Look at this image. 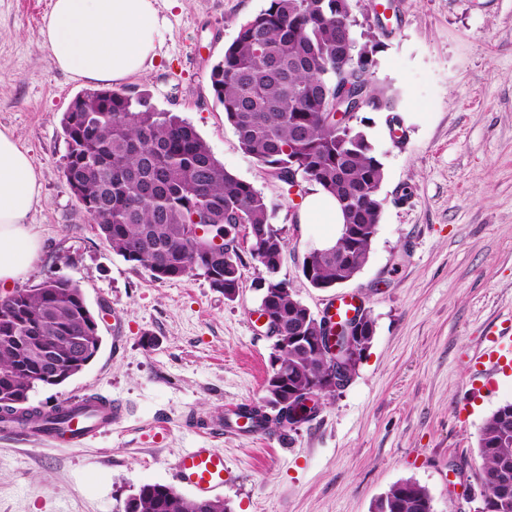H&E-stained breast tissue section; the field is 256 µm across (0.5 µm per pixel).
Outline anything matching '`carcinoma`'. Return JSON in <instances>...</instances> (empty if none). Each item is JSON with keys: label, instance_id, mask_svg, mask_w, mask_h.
I'll return each instance as SVG.
<instances>
[{"label": "carcinoma", "instance_id": "1", "mask_svg": "<svg viewBox=\"0 0 512 512\" xmlns=\"http://www.w3.org/2000/svg\"><path fill=\"white\" fill-rule=\"evenodd\" d=\"M352 0H268L266 8L245 21L236 40L210 72L211 87L234 128L242 150L282 185L294 175L334 194L345 222L361 225L341 248L353 247L347 264L308 253L310 284L334 288L365 264L371 236L383 208L381 162L357 127L368 108L395 109V98L369 91L371 56L379 45L372 27L360 32ZM354 99L352 114L330 117L336 98ZM80 111L65 112L63 169L69 190L81 192L83 209L100 236L134 267L160 282L202 275L211 288L232 300L239 290L241 256L224 252L214 238L236 237L245 225L250 254L264 274L266 287L280 290L278 307L296 324L306 346L276 344L275 360L288 366V403L277 389L266 391L265 404L242 412L258 429L292 427L310 420L312 390L331 393L324 384L333 358L314 348L324 335L311 311L278 278L286 239L273 223L274 210L251 183L224 169L195 129L172 112H161L146 94L103 90L75 97ZM79 286L59 278L0 298V401L26 396L46 385L37 351L50 345L62 352L66 337H85L91 360L101 336L89 325ZM64 407L0 404V423L23 431L31 425H57ZM482 459L480 512H512V403L485 421L479 439ZM124 512H226L224 504L193 501L172 487L147 484L130 498ZM372 512H434L429 491L411 480L393 484Z\"/></svg>", "mask_w": 512, "mask_h": 512}]
</instances>
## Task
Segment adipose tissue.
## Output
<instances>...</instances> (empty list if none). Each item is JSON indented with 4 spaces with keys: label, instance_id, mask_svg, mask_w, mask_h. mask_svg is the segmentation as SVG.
Returning a JSON list of instances; mask_svg holds the SVG:
<instances>
[{
    "label": "adipose tissue",
    "instance_id": "adipose-tissue-1",
    "mask_svg": "<svg viewBox=\"0 0 512 512\" xmlns=\"http://www.w3.org/2000/svg\"><path fill=\"white\" fill-rule=\"evenodd\" d=\"M164 20L159 0H52L41 30L55 65L73 79L116 88L157 62ZM40 174L13 131L0 130V286L25 272L41 248L28 218L39 202ZM306 224L343 225L336 198L315 188Z\"/></svg>",
    "mask_w": 512,
    "mask_h": 512
}]
</instances>
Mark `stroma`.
<instances>
[{
	"mask_svg": "<svg viewBox=\"0 0 512 512\" xmlns=\"http://www.w3.org/2000/svg\"><path fill=\"white\" fill-rule=\"evenodd\" d=\"M52 0H0V129L41 175L29 221L41 250L13 289L67 278L99 313L101 348L78 375L32 392V405L103 395L123 418L81 448L0 430V512H124L146 484L175 476L191 448L224 454L230 512H371L394 483L426 487L435 512H479V437L512 403V362L496 384L459 398L492 333L512 331V0H393L373 83L394 111L363 112L384 200L361 270L321 290L302 273L332 232L297 219L287 193L240 147L210 70L267 0L167 7L153 73L124 85L178 113L226 170L274 209L287 246L280 276L314 314L336 297L369 310L375 334L349 384L320 396L312 420L254 436L201 428L261 402L274 341L251 323L264 282L241 241L234 300L194 275L158 282L107 245L68 190L61 121L84 84L54 65L41 37Z\"/></svg>",
	"mask_w": 512,
	"mask_h": 512,
	"instance_id": "1",
	"label": "stroma"
}]
</instances>
